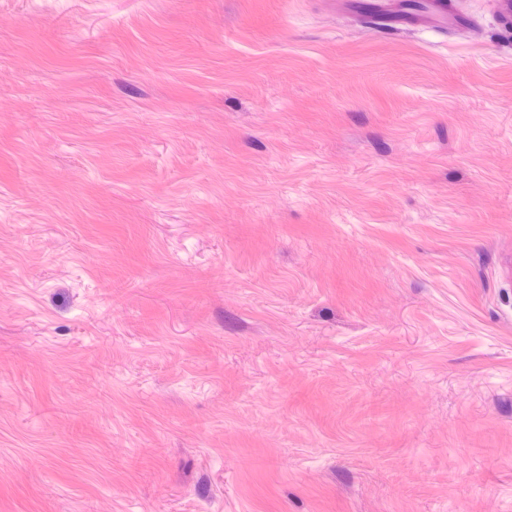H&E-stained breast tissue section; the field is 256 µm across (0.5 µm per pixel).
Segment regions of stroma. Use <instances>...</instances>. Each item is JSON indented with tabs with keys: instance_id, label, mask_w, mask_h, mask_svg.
I'll use <instances>...</instances> for the list:
<instances>
[{
	"instance_id": "obj_1",
	"label": "stroma",
	"mask_w": 512,
	"mask_h": 512,
	"mask_svg": "<svg viewBox=\"0 0 512 512\" xmlns=\"http://www.w3.org/2000/svg\"><path fill=\"white\" fill-rule=\"evenodd\" d=\"M0 0V512H512V25Z\"/></svg>"
}]
</instances>
